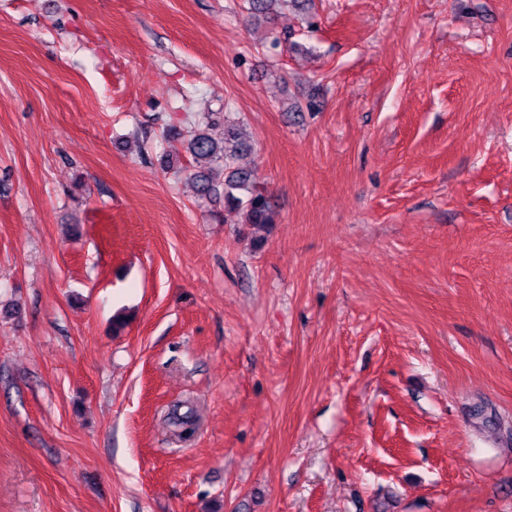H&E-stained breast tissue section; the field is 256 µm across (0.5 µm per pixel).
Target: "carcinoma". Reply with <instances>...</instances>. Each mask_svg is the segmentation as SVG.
<instances>
[{
    "mask_svg": "<svg viewBox=\"0 0 512 512\" xmlns=\"http://www.w3.org/2000/svg\"><path fill=\"white\" fill-rule=\"evenodd\" d=\"M302 0H246L247 10L256 19L274 20L276 7L297 5ZM211 120L195 122L176 135L187 138L192 158L188 179L198 195L224 202V208L237 211L245 224H272L275 212L265 191L253 186L250 173L239 165L252 152L245 127L224 116V137L214 139L208 132Z\"/></svg>",
    "mask_w": 512,
    "mask_h": 512,
    "instance_id": "obj_1",
    "label": "carcinoma"
}]
</instances>
